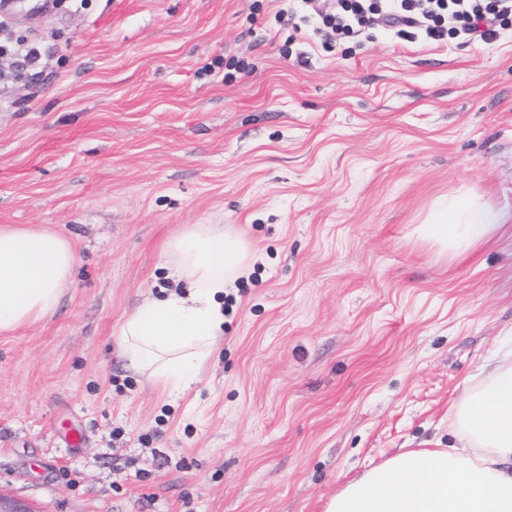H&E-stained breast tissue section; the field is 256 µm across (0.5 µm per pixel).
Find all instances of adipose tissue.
I'll return each instance as SVG.
<instances>
[{
    "mask_svg": "<svg viewBox=\"0 0 512 512\" xmlns=\"http://www.w3.org/2000/svg\"><path fill=\"white\" fill-rule=\"evenodd\" d=\"M505 212L449 199L423 235L454 249L491 238ZM168 263L188 290L138 306L120 329L130 369L149 371L170 395L196 382L224 334L220 299L251 264L247 242L220 224H194L168 246ZM76 257L58 234L0 226V333L51 313ZM458 443L401 452L367 469L328 501L325 512H512V362L501 360L455 407Z\"/></svg>",
    "mask_w": 512,
    "mask_h": 512,
    "instance_id": "obj_1",
    "label": "adipose tissue"
}]
</instances>
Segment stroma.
<instances>
[{
  "label": "stroma",
  "mask_w": 512,
  "mask_h": 512,
  "mask_svg": "<svg viewBox=\"0 0 512 512\" xmlns=\"http://www.w3.org/2000/svg\"><path fill=\"white\" fill-rule=\"evenodd\" d=\"M450 197L512 216V17L488 44L328 36L302 0L0 17V225L77 255L55 311L0 334V493L325 512L391 456L454 444L453 404L512 336V219L442 248L420 229ZM193 224L241 233L252 265L173 398L127 369L119 330L180 289L166 249Z\"/></svg>",
  "instance_id": "35a3bbf8"
}]
</instances>
